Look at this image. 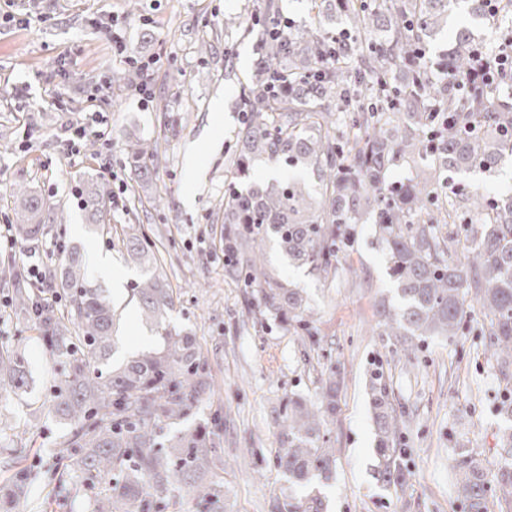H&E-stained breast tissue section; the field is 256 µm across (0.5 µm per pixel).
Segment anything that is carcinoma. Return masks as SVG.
I'll return each instance as SVG.
<instances>
[{"mask_svg": "<svg viewBox=\"0 0 512 512\" xmlns=\"http://www.w3.org/2000/svg\"><path fill=\"white\" fill-rule=\"evenodd\" d=\"M308 11L334 15L335 29L284 23L275 0H261L254 72L243 88L246 121L224 181V277L252 289L253 306L297 330L310 332L316 310L306 291L266 261L271 242L288 265L319 281L336 277L339 254L353 249L356 225L371 221L395 285V300L378 304V327L407 359L433 336L459 335L465 317L486 326L488 348L502 384L501 412L512 417V193L469 189L462 177L495 171L512 152V97L496 92L474 70L487 49L479 29L490 20L486 0H308ZM468 23L433 52L449 20ZM454 125L434 139L433 112ZM137 181L159 178V143L130 134L121 144ZM427 165L395 181L396 167ZM260 163L282 165L287 178L244 183ZM89 223L103 224L110 198L100 183L79 184ZM13 228L24 241L44 234L40 195L11 186ZM458 225L455 232L447 224ZM462 246L461 257L450 252ZM126 260L141 269L130 288L140 317L161 344L111 364L119 329L116 308L88 278L83 255L60 241V269L37 286L14 263L10 307L34 321L59 367L49 404L71 426L63 467L87 485L105 483L92 512L168 509L172 491L186 487L208 512H224V479L217 469L224 412L204 428L183 425L210 393L212 375L203 345L191 331L170 328L174 290L157 273L164 258L142 228L122 240ZM24 352L0 349V387L26 385ZM344 385L338 366L322 373L311 399L293 393L275 409L282 451L278 468L288 483L307 488L333 477L336 458L325 425L336 414ZM380 481L404 487L398 439L405 412L393 404L383 367L368 377ZM21 448L26 429H5ZM504 463L491 476L466 453L456 466L457 500L464 512H489L490 500L512 501V427L500 442ZM9 512H28L27 479L4 494Z\"/></svg>", "mask_w": 512, "mask_h": 512, "instance_id": "obj_1", "label": "carcinoma"}]
</instances>
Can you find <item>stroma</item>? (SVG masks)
Instances as JSON below:
<instances>
[{
	"label": "stroma",
	"instance_id": "1",
	"mask_svg": "<svg viewBox=\"0 0 512 512\" xmlns=\"http://www.w3.org/2000/svg\"><path fill=\"white\" fill-rule=\"evenodd\" d=\"M255 0H139L130 13L127 0H6L0 11L29 17L21 27L0 23V183H24L44 198L42 221L49 230L23 248L11 227L14 202L0 193V265L16 261L48 271L60 256L58 233H66L84 256L107 258L123 287L91 273L107 289L121 313L113 363L157 348L154 331L142 324L127 286L140 270L125 261L122 238L137 224L154 225L163 236L157 246L163 270L178 291L169 316L172 327L193 331L209 351L216 385L194 422L209 423L215 410L227 416L224 431L226 512H275L295 499L298 512H462L453 485V465L462 450L494 464L499 437L507 428L494 397L499 381L481 333L479 317L462 336L428 341L415 359L397 357L389 337L380 335L376 306L394 296L381 248L370 225H358L352 253L342 256L336 283H323L306 270L286 265L269 250L283 278L306 289L318 320L313 335L269 320L251 321L249 289L224 280L221 225L214 219L224 202V162L243 124L241 88L252 77L255 51L247 32ZM237 23L228 28L227 17ZM152 28L153 38L140 34ZM124 33L130 50L151 57L152 101H142L134 84L114 87L130 67L112 52L113 30ZM211 53L197 51L201 40ZM232 61L235 80L224 78ZM223 99L215 113L213 102ZM99 124L109 145L89 158L85 141L67 143L64 130ZM159 140L166 151L160 178L147 200L132 205L138 187L119 151L127 133ZM102 182L119 195L111 209L109 238L87 224L75 190L84 178ZM161 207H153L154 197ZM32 323L0 312V345L20 347L29 363L26 393L0 399V422L38 435L22 466L38 512H91L95 494L77 474L62 472L53 455L70 429L52 420L42 405L57 371L43 345L32 337ZM344 374L339 408L326 429L336 450V474L324 485L289 489L276 465L280 447L274 408L294 392L314 396L326 365ZM382 364L396 401L409 423L401 434V464L407 487L399 492L377 479L374 426L367 377Z\"/></svg>",
	"mask_w": 512,
	"mask_h": 512
}]
</instances>
